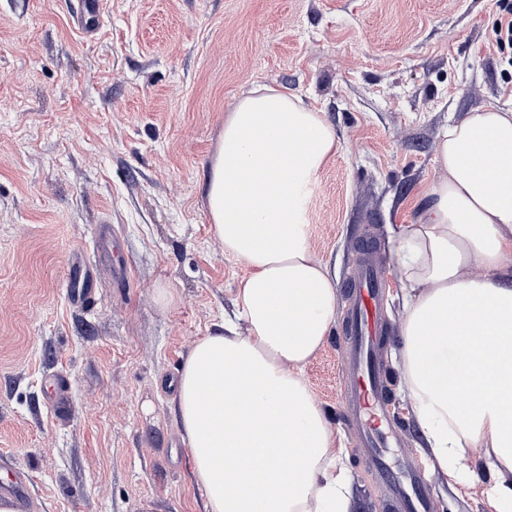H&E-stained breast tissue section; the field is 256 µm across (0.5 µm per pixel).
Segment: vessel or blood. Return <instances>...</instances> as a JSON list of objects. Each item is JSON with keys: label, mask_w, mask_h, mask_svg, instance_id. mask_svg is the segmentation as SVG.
Masks as SVG:
<instances>
[{"label": "vessel or blood", "mask_w": 512, "mask_h": 512, "mask_svg": "<svg viewBox=\"0 0 512 512\" xmlns=\"http://www.w3.org/2000/svg\"><path fill=\"white\" fill-rule=\"evenodd\" d=\"M78 286L75 300L85 304L94 300L96 276L90 265L75 268ZM351 339L347 346L346 367L353 376L342 395L355 417L349 431L372 469L387 499L398 512H432L431 489L418 470L393 471L388 462L390 449L399 447L397 433L386 414L387 378L382 374L378 352L384 342V311L382 284L373 262L353 268L349 278ZM32 483L30 473L16 469L9 483L0 485V495L25 504Z\"/></svg>", "instance_id": "1"}]
</instances>
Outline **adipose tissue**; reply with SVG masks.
<instances>
[{
	"mask_svg": "<svg viewBox=\"0 0 512 512\" xmlns=\"http://www.w3.org/2000/svg\"><path fill=\"white\" fill-rule=\"evenodd\" d=\"M339 149L322 113L260 86L224 117L206 200L225 255L249 268L237 320L198 339L176 414L205 512H348L343 442L303 378L336 321L312 251L306 188ZM417 223L392 231L397 361L432 469L478 452L490 512H512V110L440 135ZM481 275H474V268Z\"/></svg>",
	"mask_w": 512,
	"mask_h": 512,
	"instance_id": "adipose-tissue-1",
	"label": "adipose tissue"
}]
</instances>
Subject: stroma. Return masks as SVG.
I'll return each instance as SVG.
<instances>
[{
	"instance_id": "35a3bbf8",
	"label": "stroma",
	"mask_w": 512,
	"mask_h": 512,
	"mask_svg": "<svg viewBox=\"0 0 512 512\" xmlns=\"http://www.w3.org/2000/svg\"><path fill=\"white\" fill-rule=\"evenodd\" d=\"M0 0V482L30 471L23 512H203L172 391L191 346L235 313L248 274L214 237L204 195L224 116L259 85L301 96L339 149L307 197L311 247L336 282V324L304 370L346 432L345 282L383 268L397 370L392 229L416 223L449 122L512 109L490 40L512 0ZM98 270L93 304L71 269ZM53 378L69 382L52 406ZM395 470L423 462L404 385ZM351 512H392L346 445ZM434 512H485L481 487L430 476Z\"/></svg>"
}]
</instances>
